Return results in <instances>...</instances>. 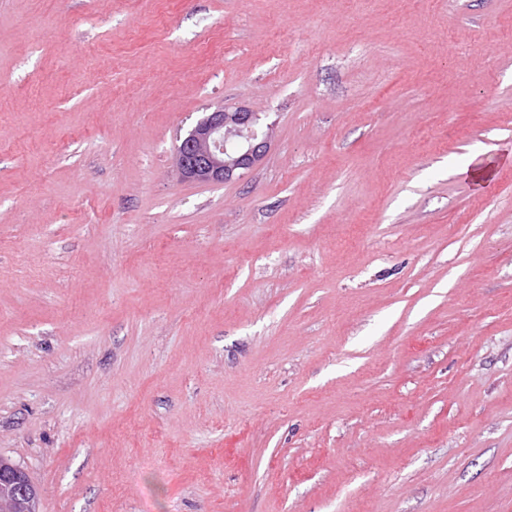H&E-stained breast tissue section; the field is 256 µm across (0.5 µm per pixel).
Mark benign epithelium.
Wrapping results in <instances>:
<instances>
[{
	"mask_svg": "<svg viewBox=\"0 0 512 512\" xmlns=\"http://www.w3.org/2000/svg\"><path fill=\"white\" fill-rule=\"evenodd\" d=\"M272 135L273 125H262L259 113L219 107L181 137L174 152V171L179 179L200 184L241 177L264 157ZM10 477L25 489H38L29 473L18 465L12 466Z\"/></svg>",
	"mask_w": 512,
	"mask_h": 512,
	"instance_id": "1",
	"label": "benign epithelium"
}]
</instances>
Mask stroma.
<instances>
[{
	"label": "stroma",
	"mask_w": 512,
	"mask_h": 512,
	"mask_svg": "<svg viewBox=\"0 0 512 512\" xmlns=\"http://www.w3.org/2000/svg\"><path fill=\"white\" fill-rule=\"evenodd\" d=\"M225 104L267 153L180 181ZM0 457L38 512H512V0H0Z\"/></svg>",
	"instance_id": "35a3bbf8"
}]
</instances>
